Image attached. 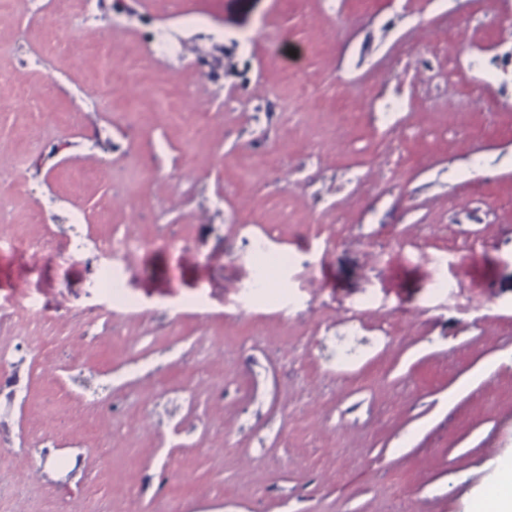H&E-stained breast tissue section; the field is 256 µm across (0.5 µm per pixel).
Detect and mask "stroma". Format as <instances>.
<instances>
[{"mask_svg":"<svg viewBox=\"0 0 512 512\" xmlns=\"http://www.w3.org/2000/svg\"><path fill=\"white\" fill-rule=\"evenodd\" d=\"M98 22L108 81L94 30L0 0V239L72 254L0 252V512H469L512 460V0ZM145 246L144 242L137 236H126L118 240L105 241L99 244V250L112 257V254L126 255L131 252L139 251Z\"/></svg>","mask_w":512,"mask_h":512,"instance_id":"stroma-1","label":"stroma"}]
</instances>
